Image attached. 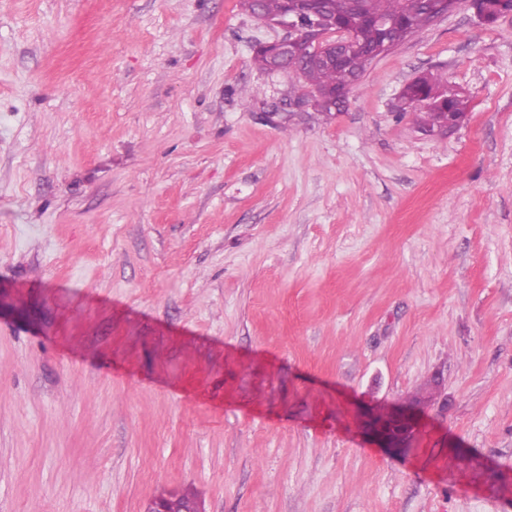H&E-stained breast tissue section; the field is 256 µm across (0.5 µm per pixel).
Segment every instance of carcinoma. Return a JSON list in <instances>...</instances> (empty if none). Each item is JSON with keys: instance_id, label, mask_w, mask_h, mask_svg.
<instances>
[{"instance_id": "1", "label": "carcinoma", "mask_w": 512, "mask_h": 512, "mask_svg": "<svg viewBox=\"0 0 512 512\" xmlns=\"http://www.w3.org/2000/svg\"><path fill=\"white\" fill-rule=\"evenodd\" d=\"M240 6L252 16L260 14L268 20L278 19L289 8L287 0H240ZM321 8L331 21L355 18L350 0H324ZM427 9L423 0H365L364 14L389 17L394 21L393 26L383 31L371 20H362L358 27L359 49L350 53L345 66L309 60L298 68L296 77L310 86L311 95L337 91L351 84L364 75L373 54L390 51L427 22ZM408 90L411 96L423 101L419 106H409L422 132L438 128L447 116L461 118L466 112L465 100L438 79L424 76Z\"/></svg>"}]
</instances>
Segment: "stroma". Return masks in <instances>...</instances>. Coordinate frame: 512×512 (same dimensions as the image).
I'll return each mask as SVG.
<instances>
[{"label":"stroma","mask_w":512,"mask_h":512,"mask_svg":"<svg viewBox=\"0 0 512 512\" xmlns=\"http://www.w3.org/2000/svg\"><path fill=\"white\" fill-rule=\"evenodd\" d=\"M280 35L0 0V512H512V15L461 0L331 114L254 65ZM423 74L447 134L397 115ZM407 89L411 98L416 97L423 101L419 106L408 105L403 108V114H415V124L422 132L435 130L447 119L461 118L466 112V102L458 93L442 81L423 76ZM433 400L431 393L397 404L369 419V431L384 448H408L417 426V411ZM192 501L193 498L188 494L178 496V494L170 492L150 500L145 512H202L201 505L197 501L189 506L183 505V503L187 504Z\"/></svg>","instance_id":"35a3bbf8"}]
</instances>
